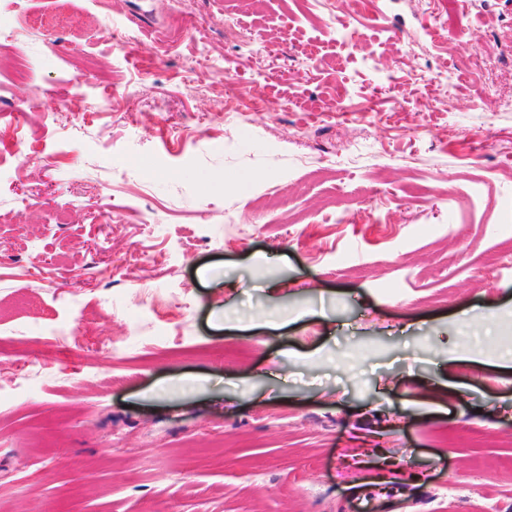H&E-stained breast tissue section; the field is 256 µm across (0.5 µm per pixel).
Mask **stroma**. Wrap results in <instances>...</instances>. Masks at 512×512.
Wrapping results in <instances>:
<instances>
[{"label": "stroma", "instance_id": "obj_1", "mask_svg": "<svg viewBox=\"0 0 512 512\" xmlns=\"http://www.w3.org/2000/svg\"><path fill=\"white\" fill-rule=\"evenodd\" d=\"M0 19V512H512V0Z\"/></svg>", "mask_w": 512, "mask_h": 512}]
</instances>
